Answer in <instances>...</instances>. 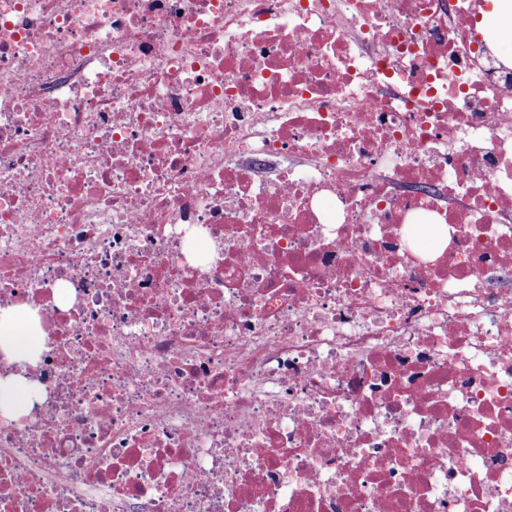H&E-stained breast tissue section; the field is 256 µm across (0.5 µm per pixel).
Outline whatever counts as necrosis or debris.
Masks as SVG:
<instances>
[{
  "label": "necrosis or debris",
  "mask_w": 512,
  "mask_h": 512,
  "mask_svg": "<svg viewBox=\"0 0 512 512\" xmlns=\"http://www.w3.org/2000/svg\"><path fill=\"white\" fill-rule=\"evenodd\" d=\"M481 7L0 0V512H512ZM44 350V338L35 313L27 306L0 310V355L19 368L35 361ZM40 394V385L21 371L0 375V420L13 421L25 416Z\"/></svg>",
  "instance_id": "necrosis-or-debris-1"
}]
</instances>
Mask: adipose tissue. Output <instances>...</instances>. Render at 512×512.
Listing matches in <instances>:
<instances>
[{"mask_svg": "<svg viewBox=\"0 0 512 512\" xmlns=\"http://www.w3.org/2000/svg\"><path fill=\"white\" fill-rule=\"evenodd\" d=\"M44 349V338L35 313L27 306L0 310V358L16 365L14 373L0 375V420L25 416L39 399L41 387L23 375L21 368L35 361Z\"/></svg>", "mask_w": 512, "mask_h": 512, "instance_id": "obj_1", "label": "adipose tissue"}]
</instances>
